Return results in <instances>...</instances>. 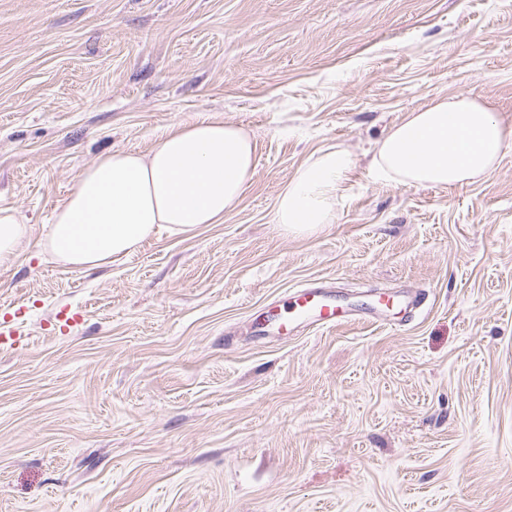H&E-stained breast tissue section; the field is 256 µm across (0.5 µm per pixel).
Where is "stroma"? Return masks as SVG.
Masks as SVG:
<instances>
[{
    "instance_id": "35a3bbf8",
    "label": "stroma",
    "mask_w": 512,
    "mask_h": 512,
    "mask_svg": "<svg viewBox=\"0 0 512 512\" xmlns=\"http://www.w3.org/2000/svg\"><path fill=\"white\" fill-rule=\"evenodd\" d=\"M456 92L512 125V0H0V208L30 227L0 267V512H512V148L462 188L370 169ZM202 116L257 143L223 223L93 270L42 251L82 169ZM331 145L356 159L334 223L283 233ZM315 282L425 303L254 337Z\"/></svg>"
}]
</instances>
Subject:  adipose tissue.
I'll return each instance as SVG.
<instances>
[{
  "mask_svg": "<svg viewBox=\"0 0 512 512\" xmlns=\"http://www.w3.org/2000/svg\"><path fill=\"white\" fill-rule=\"evenodd\" d=\"M511 147L512 128L461 92L395 123L371 168L393 186L457 188L488 176ZM255 159L250 131L208 117L164 132L148 150L112 151L77 175L42 247L57 263L92 270L131 255L160 230L191 234L223 223L252 181ZM353 166L346 148L320 150L280 191L274 223L294 235L334 223Z\"/></svg>",
  "mask_w": 512,
  "mask_h": 512,
  "instance_id": "ef3b65f1",
  "label": "adipose tissue"
}]
</instances>
